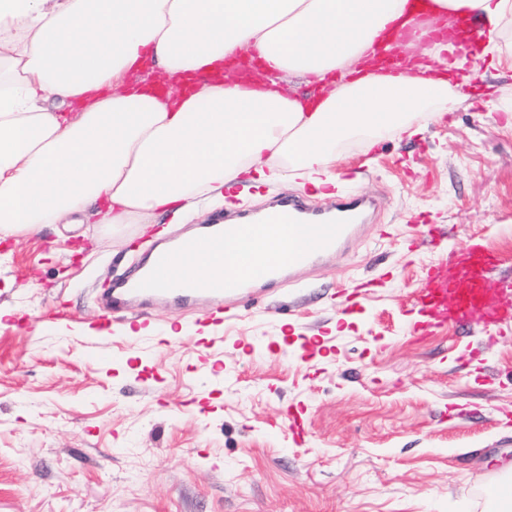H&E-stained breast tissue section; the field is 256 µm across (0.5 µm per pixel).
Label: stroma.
I'll list each match as a JSON object with an SVG mask.
<instances>
[{
  "label": "stroma",
  "instance_id": "stroma-1",
  "mask_svg": "<svg viewBox=\"0 0 512 512\" xmlns=\"http://www.w3.org/2000/svg\"><path fill=\"white\" fill-rule=\"evenodd\" d=\"M452 111L416 104L411 139L343 148L332 209L377 207L348 242L295 277L252 286L223 342L200 341L204 301H141L105 320L101 296L148 256L158 228L271 207L296 184L224 187L189 223L52 224L0 242V512H479L512 479V331L407 332L406 297L436 253L481 235L512 247V71L472 79ZM497 99L498 111L484 103ZM378 288L347 312L356 281ZM63 306L67 327L41 314ZM300 414L306 444L284 424Z\"/></svg>",
  "mask_w": 512,
  "mask_h": 512
}]
</instances>
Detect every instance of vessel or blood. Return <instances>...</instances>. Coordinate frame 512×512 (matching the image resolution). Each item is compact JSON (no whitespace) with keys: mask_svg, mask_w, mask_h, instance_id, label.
<instances>
[{"mask_svg":"<svg viewBox=\"0 0 512 512\" xmlns=\"http://www.w3.org/2000/svg\"><path fill=\"white\" fill-rule=\"evenodd\" d=\"M409 19L393 23L382 35L370 61L371 71L380 76L406 73L409 60L395 52L393 45L403 38L424 36L426 41L445 37L442 27L424 29L423 20L430 18L433 0H410ZM370 199L350 194L336 205L332 218L309 217L305 196L281 198L266 217L271 224H298L309 221L311 242L305 247L292 248L287 265L274 264L262 273L264 279L276 280L283 271H300L335 250L355 231L358 221L364 220L371 208ZM251 217L236 213L231 223L212 224L206 236L187 233L158 248L151 263L144 270L109 289L103 296L104 306L113 311L139 298H163L177 306L192 305L197 299L207 298L212 308L201 321L213 335H221L227 321L234 318L241 300L248 296L254 282L252 276L200 281L190 276V268L199 254L208 249L223 247L230 237L245 233ZM426 235L436 250L430 263L408 299L409 333L421 339L436 335L448 324L478 326L489 333L512 328V282L493 283L491 273L497 269L512 268V250H494L484 238H471L464 246L447 245L437 225H428Z\"/></svg>","mask_w":512,"mask_h":512,"instance_id":"vessel-or-blood-1","label":"vessel or blood"}]
</instances>
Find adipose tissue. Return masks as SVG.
Segmentation results:
<instances>
[{
    "instance_id": "obj_1",
    "label": "adipose tissue",
    "mask_w": 512,
    "mask_h": 512,
    "mask_svg": "<svg viewBox=\"0 0 512 512\" xmlns=\"http://www.w3.org/2000/svg\"><path fill=\"white\" fill-rule=\"evenodd\" d=\"M408 0H0V239L66 224L188 218L240 176L336 182L340 144L407 132L429 102L453 109L457 77L502 55L512 0H433L470 16L482 52L444 44L400 76H367L372 47ZM256 52L265 79L223 75ZM303 94L279 88L284 78ZM287 229L258 224L201 257L196 277L259 273L288 256Z\"/></svg>"
}]
</instances>
